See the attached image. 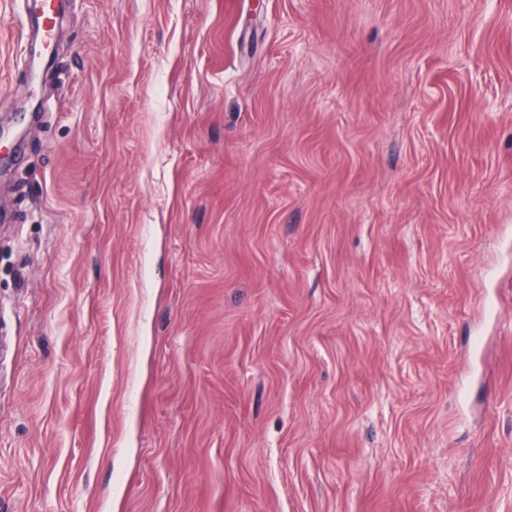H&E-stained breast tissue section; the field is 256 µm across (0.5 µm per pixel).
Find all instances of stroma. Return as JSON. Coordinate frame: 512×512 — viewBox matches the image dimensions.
Segmentation results:
<instances>
[{"instance_id":"35a3bbf8","label":"stroma","mask_w":512,"mask_h":512,"mask_svg":"<svg viewBox=\"0 0 512 512\" xmlns=\"http://www.w3.org/2000/svg\"><path fill=\"white\" fill-rule=\"evenodd\" d=\"M0 0V512H512V0Z\"/></svg>"}]
</instances>
